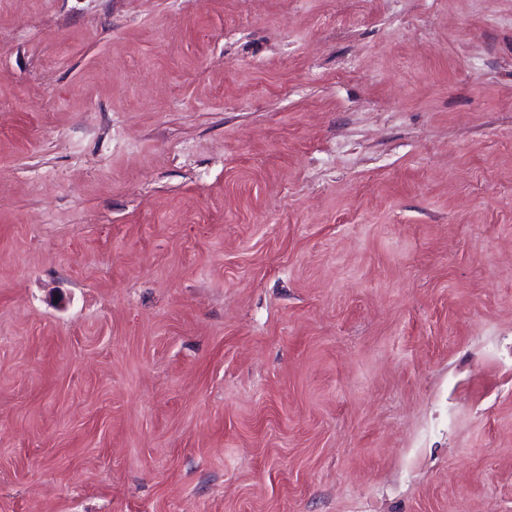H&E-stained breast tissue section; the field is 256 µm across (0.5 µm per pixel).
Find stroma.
I'll list each match as a JSON object with an SVG mask.
<instances>
[{
  "instance_id": "35a3bbf8",
  "label": "stroma",
  "mask_w": 512,
  "mask_h": 512,
  "mask_svg": "<svg viewBox=\"0 0 512 512\" xmlns=\"http://www.w3.org/2000/svg\"><path fill=\"white\" fill-rule=\"evenodd\" d=\"M0 512H512V0H0Z\"/></svg>"
}]
</instances>
